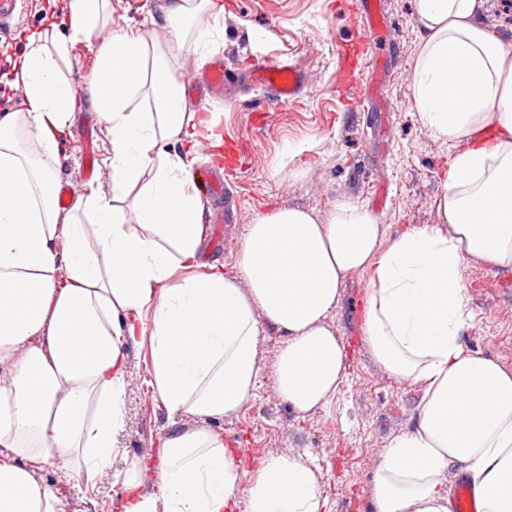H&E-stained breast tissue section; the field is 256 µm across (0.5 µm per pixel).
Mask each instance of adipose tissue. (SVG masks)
Here are the masks:
<instances>
[{"label": "adipose tissue", "instance_id": "adipose-tissue-1", "mask_svg": "<svg viewBox=\"0 0 512 512\" xmlns=\"http://www.w3.org/2000/svg\"><path fill=\"white\" fill-rule=\"evenodd\" d=\"M109 2L69 0L67 33L30 42L22 107L0 116V512H68L35 468L51 459L87 486L114 471L116 512H330L302 456L261 457L239 503L237 450L212 424L254 394L263 320L287 336L276 376L288 405L303 416L335 399L344 351L329 320L354 273L368 281L375 358L423 387L412 428L376 464L374 512H449L454 470L478 512H512V373L460 342L466 265L512 269V47L484 26V0H417L416 110L448 143L440 223L392 232L350 202L323 219L274 209L245 225L233 276L199 260L200 119L175 76L183 48L203 57L220 40L207 20L224 7L167 0L109 32ZM91 39L82 90L60 63ZM82 97L108 126L111 188L64 215L52 161ZM142 346L168 417L156 465L121 446L129 351Z\"/></svg>", "mask_w": 512, "mask_h": 512}]
</instances>
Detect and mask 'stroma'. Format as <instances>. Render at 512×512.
<instances>
[{
  "label": "stroma",
  "instance_id": "stroma-1",
  "mask_svg": "<svg viewBox=\"0 0 512 512\" xmlns=\"http://www.w3.org/2000/svg\"><path fill=\"white\" fill-rule=\"evenodd\" d=\"M222 2L224 37L216 53L242 69L256 57L295 65L307 86L300 104L275 107L261 124L244 105L242 84L230 86L227 100L213 105L222 138L240 141L255 159L231 179L235 223L207 225V233L221 232L223 241L217 248L204 242L203 261L235 272L244 225L272 208H299L322 218L336 203L351 201L394 230L438 224L448 145L420 122L415 107L412 71L420 36L415 0H384L390 25L379 50L388 56L389 75L377 103L337 91L338 45L355 41L360 31L350 0ZM64 19L63 11H51L50 0H22L9 42L12 57H0V84H15L12 62L25 53L30 34ZM302 143L313 144V153L301 163L288 161L286 147ZM109 149L102 117L80 102L54 164L71 197L86 194L93 184L109 185ZM467 278L473 319L460 341L512 371V269L473 265ZM367 292L365 276L347 278L330 320L345 351L340 391L329 407L305 416L296 415L277 389L284 336L261 322L257 388L235 416L219 424L225 442L242 452L239 498L247 496L256 458L300 454L311 462L331 512H369L376 462L392 439L411 429L422 387L395 378L374 357L364 333ZM149 369L148 350H132L124 435L131 456L156 455L167 424L148 383Z\"/></svg>",
  "mask_w": 512,
  "mask_h": 512
}]
</instances>
